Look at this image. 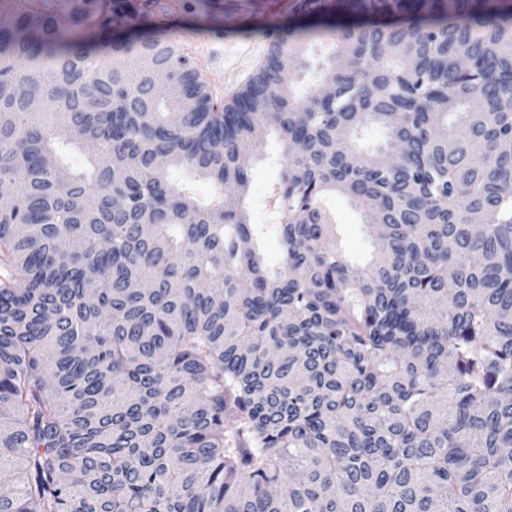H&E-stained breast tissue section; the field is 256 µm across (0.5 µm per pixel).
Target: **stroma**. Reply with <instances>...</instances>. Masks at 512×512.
<instances>
[{
    "label": "stroma",
    "instance_id": "stroma-1",
    "mask_svg": "<svg viewBox=\"0 0 512 512\" xmlns=\"http://www.w3.org/2000/svg\"><path fill=\"white\" fill-rule=\"evenodd\" d=\"M298 5L299 0H147L143 12L147 29L163 32L166 38L194 56L213 102L223 106L232 101L260 64L255 61L238 71L229 67L211 71L196 56L199 45L219 39L227 43L267 44L273 37L282 35L284 26L301 23ZM284 156V146L272 138L250 164L252 223L270 221L264 206L266 190L278 178ZM327 205L337 222V235L345 257L354 265H365L372 244L361 213L341 195L330 197Z\"/></svg>",
    "mask_w": 512,
    "mask_h": 512
}]
</instances>
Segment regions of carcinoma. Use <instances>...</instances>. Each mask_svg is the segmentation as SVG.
I'll return each instance as SVG.
<instances>
[{
	"label": "carcinoma",
	"mask_w": 512,
	"mask_h": 512,
	"mask_svg": "<svg viewBox=\"0 0 512 512\" xmlns=\"http://www.w3.org/2000/svg\"><path fill=\"white\" fill-rule=\"evenodd\" d=\"M300 13L219 110L138 0H0V512H512V10ZM336 193L383 224L361 268ZM331 45L332 42L326 41L325 38L314 42L312 62L309 65V67L305 68L303 73H300L298 75V78L300 79V84L298 85V88H302L303 86L307 87L319 78L318 69L321 65V62L330 52ZM260 151L262 155L250 163V220L252 224H275L270 220L264 203L267 188L280 175V164L285 163V147L279 144L276 139L271 138ZM269 157L270 159L268 160ZM271 158H279L280 160L270 162Z\"/></svg>",
	"instance_id": "cac0c4a2"
}]
</instances>
